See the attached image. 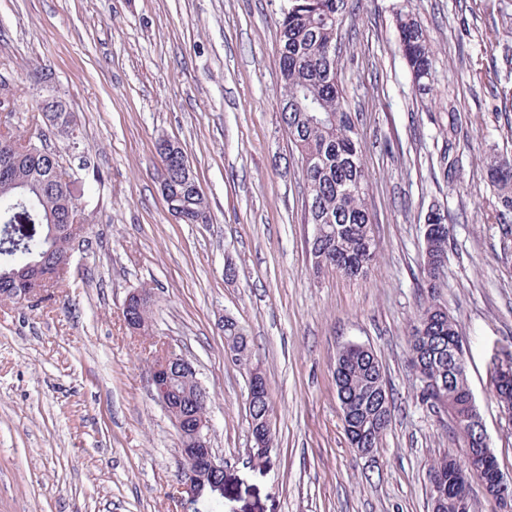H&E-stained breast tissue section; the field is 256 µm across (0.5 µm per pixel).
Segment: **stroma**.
<instances>
[{"label": "stroma", "instance_id": "35a3bbf8", "mask_svg": "<svg viewBox=\"0 0 512 512\" xmlns=\"http://www.w3.org/2000/svg\"><path fill=\"white\" fill-rule=\"evenodd\" d=\"M280 3L0 0L14 123L36 135L31 117L50 97L75 114V138L48 141L86 224L68 287L0 302V512H182L178 437L149 383L160 344L193 364L211 397L224 489L199 512H431L429 462L466 451L417 401L408 333L433 299L457 323L489 444L512 476V420L490 378L512 352V235L487 179L491 159L512 156V0H351L339 68L378 245L356 278L314 271L308 255L305 181L276 104ZM403 9L434 41L424 99L395 48ZM452 107L464 116L454 189L438 163ZM163 136L184 148L210 223L169 214ZM435 202L452 232L433 295L420 262ZM140 290L151 327L138 337L123 306ZM227 316L247 336L249 362L225 353ZM351 343L377 352L395 403L371 458L351 447L336 397V357ZM255 366L273 407L263 463L249 453Z\"/></svg>", "mask_w": 512, "mask_h": 512}]
</instances>
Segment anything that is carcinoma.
<instances>
[{"mask_svg":"<svg viewBox=\"0 0 512 512\" xmlns=\"http://www.w3.org/2000/svg\"><path fill=\"white\" fill-rule=\"evenodd\" d=\"M349 0H282L278 19L280 56L279 103H288L281 112L288 139L298 158L308 156L313 167L304 173L307 223L322 225L325 231L310 241L311 258L320 257L322 268L336 269L348 276L362 274L375 260L377 243L371 234L372 218L365 198L366 174L357 129L358 115L351 108L338 73V39ZM397 46L412 75L419 95H427L433 82L431 40L410 13L397 18ZM42 119L53 123L58 132L71 136L73 116L63 104L44 102ZM12 113L4 116L5 134L19 150L6 161L0 156V276L1 288L9 287L12 277L33 261L51 264L56 275L51 287L65 286L70 242L61 227L71 214L79 212L69 183L67 169L59 156L48 151L33 137H22L11 128ZM462 115L448 106V129L439 154V166L448 184L457 182L460 157L457 135ZM162 167L173 172L172 193L180 197L185 219L193 223L203 212L209 222L205 197L194 192L193 184L180 180L179 169L190 166L182 146L169 152L157 146ZM488 179L501 206L498 223L510 225L512 216V158L490 162ZM422 255L425 280L421 287L436 290L440 272L448 258L450 226L445 206L434 203L425 216ZM224 337H237L249 357L247 340L237 322L224 320ZM464 357L462 340L448 309L439 303L421 308L410 335L411 365H422L440 373L448 392L439 394L423 387L420 405L436 414H446L466 445L478 455L481 445L476 432L462 427L477 406L471 404L467 378H457L448 353ZM383 368L377 353L369 347L350 344L336 359L334 377L340 407L349 411L352 421L346 430L360 427L369 419L377 421L374 445H379L388 428L393 405L384 417L375 414L372 397Z\"/></svg>","mask_w":512,"mask_h":512,"instance_id":"cac0c4a2","label":"carcinoma"}]
</instances>
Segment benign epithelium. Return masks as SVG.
I'll list each match as a JSON object with an SVG mask.
<instances>
[{
  "label": "benign epithelium",
  "mask_w": 512,
  "mask_h": 512,
  "mask_svg": "<svg viewBox=\"0 0 512 512\" xmlns=\"http://www.w3.org/2000/svg\"><path fill=\"white\" fill-rule=\"evenodd\" d=\"M193 369L183 356L167 347L159 346L152 353L150 361V384L158 402L166 411L180 440V453L186 467L182 470L180 489L183 512H194L199 499L207 491L224 488V460L218 458L210 445L211 422L208 411L193 408L175 393L174 384L178 374ZM469 427L477 431L482 441V455L467 452L464 456L448 459V477L440 470L428 467L429 488L436 492V498L448 481V495L456 497L463 506L470 504L469 486L478 482L488 498L494 501L502 512L512 503V477L503 473L492 474L488 463L492 457L489 440L481 418L469 421ZM272 422L271 411L252 420L251 435L254 440L253 455H263L269 446Z\"/></svg>",
  "instance_id": "1"
}]
</instances>
